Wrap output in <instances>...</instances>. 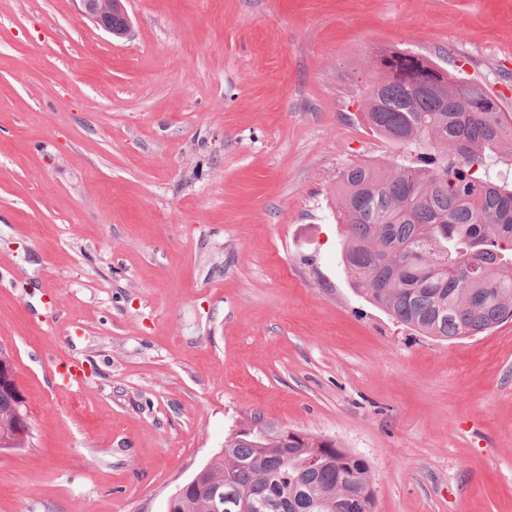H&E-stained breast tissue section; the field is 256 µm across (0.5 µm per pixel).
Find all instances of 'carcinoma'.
<instances>
[{"label": "carcinoma", "instance_id": "1", "mask_svg": "<svg viewBox=\"0 0 512 512\" xmlns=\"http://www.w3.org/2000/svg\"><path fill=\"white\" fill-rule=\"evenodd\" d=\"M363 118L407 157L365 162L336 182L351 288L396 322L443 340L512 321V183L488 171L512 145V113L479 84L409 51L378 58ZM253 415L168 500L167 512H374L367 462L335 441L285 435ZM16 413L0 402V434Z\"/></svg>", "mask_w": 512, "mask_h": 512}]
</instances>
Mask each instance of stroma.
Wrapping results in <instances>:
<instances>
[{
    "mask_svg": "<svg viewBox=\"0 0 512 512\" xmlns=\"http://www.w3.org/2000/svg\"><path fill=\"white\" fill-rule=\"evenodd\" d=\"M0 0V512H167L241 417L363 457L375 512H512V322L455 341L351 288L336 178L385 166L388 47L512 113V0ZM79 364V387L58 374ZM75 12L82 18L92 22L95 26L102 29L110 35L120 36L123 35L126 29L118 32L113 29V15L117 10L125 17L128 25L127 18L121 7L120 0H71ZM113 3V11H112ZM6 358L10 363L11 369L6 370V372H4L2 374V377L0 376V398L3 399L4 395H6L7 399L11 403H14L15 408L19 412L20 423L18 426L17 435L20 437L27 436V438L25 439L24 442L20 443L19 445L14 446V447H11V448L22 449V448H26L28 446V444L30 443L31 434L28 437V435H27L28 434V424H27L26 417H25L24 413L21 412V408L23 406V395L17 385L10 359L7 356H6ZM11 448H1V449H11Z\"/></svg>",
    "mask_w": 512,
    "mask_h": 512,
    "instance_id": "stroma-1",
    "label": "stroma"
}]
</instances>
